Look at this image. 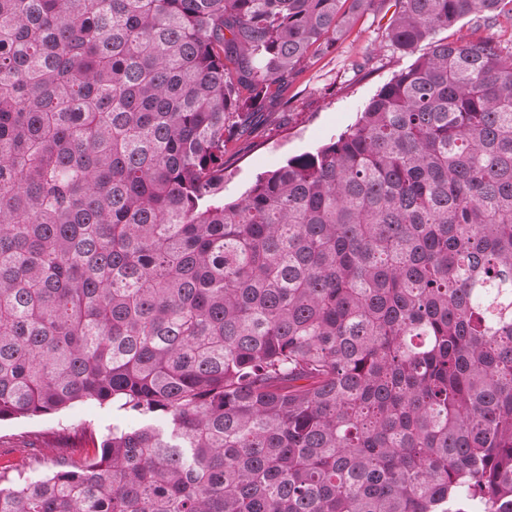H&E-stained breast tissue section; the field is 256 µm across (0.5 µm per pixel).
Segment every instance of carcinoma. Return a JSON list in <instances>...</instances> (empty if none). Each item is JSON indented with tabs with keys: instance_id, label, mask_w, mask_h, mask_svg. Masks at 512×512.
Returning a JSON list of instances; mask_svg holds the SVG:
<instances>
[{
	"instance_id": "cac0c4a2",
	"label": "carcinoma",
	"mask_w": 512,
	"mask_h": 512,
	"mask_svg": "<svg viewBox=\"0 0 512 512\" xmlns=\"http://www.w3.org/2000/svg\"><path fill=\"white\" fill-rule=\"evenodd\" d=\"M386 3L0 0V421L115 412L0 512H512V46L436 37L512 0H397L426 52L224 202Z\"/></svg>"
}]
</instances>
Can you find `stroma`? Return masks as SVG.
Listing matches in <instances>:
<instances>
[{
  "mask_svg": "<svg viewBox=\"0 0 512 512\" xmlns=\"http://www.w3.org/2000/svg\"><path fill=\"white\" fill-rule=\"evenodd\" d=\"M389 19L385 12L360 18L337 52L307 62L253 118L247 133L228 144L232 166L224 180L225 200L238 199L257 176L281 167L289 157L335 139L355 123L378 90L411 63V56L386 42ZM111 423V409L90 402L46 418L0 421V452L18 465L28 442L52 456L73 444L90 443L89 427L102 429Z\"/></svg>",
  "mask_w": 512,
  "mask_h": 512,
  "instance_id": "1",
  "label": "stroma"
}]
</instances>
